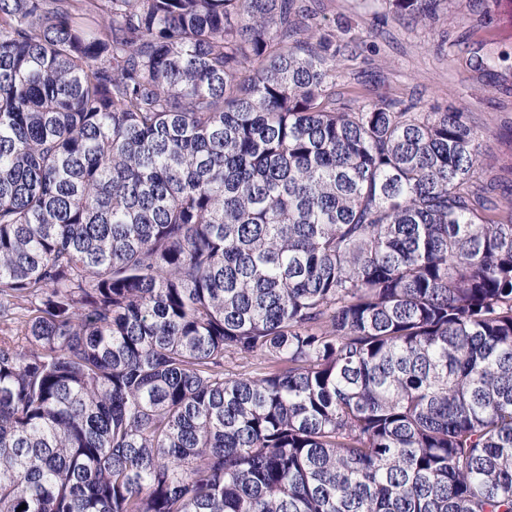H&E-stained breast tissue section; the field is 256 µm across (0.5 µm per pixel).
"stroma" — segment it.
Returning <instances> with one entry per match:
<instances>
[{"label": "stroma", "instance_id": "1", "mask_svg": "<svg viewBox=\"0 0 512 512\" xmlns=\"http://www.w3.org/2000/svg\"><path fill=\"white\" fill-rule=\"evenodd\" d=\"M336 33L361 34L338 92L369 101L455 108L483 134L482 167L499 194L512 192V0H444L414 22L383 0H307Z\"/></svg>", "mask_w": 512, "mask_h": 512}]
</instances>
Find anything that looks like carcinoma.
<instances>
[{"instance_id": "1", "label": "carcinoma", "mask_w": 512, "mask_h": 512, "mask_svg": "<svg viewBox=\"0 0 512 512\" xmlns=\"http://www.w3.org/2000/svg\"><path fill=\"white\" fill-rule=\"evenodd\" d=\"M357 41L0 0V512H512V215Z\"/></svg>"}]
</instances>
